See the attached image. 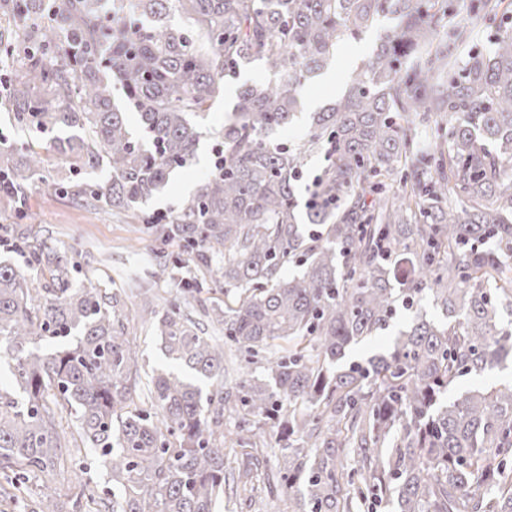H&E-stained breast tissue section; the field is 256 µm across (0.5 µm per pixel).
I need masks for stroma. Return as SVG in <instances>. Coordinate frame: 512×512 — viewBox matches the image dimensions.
<instances>
[{
  "mask_svg": "<svg viewBox=\"0 0 512 512\" xmlns=\"http://www.w3.org/2000/svg\"><path fill=\"white\" fill-rule=\"evenodd\" d=\"M392 25L390 19H379L360 38L339 45L331 65L337 85H344L353 69L368 59L379 37ZM213 145L212 139H202L195 158L186 168L172 174L163 192L149 201V210L170 214L193 196L210 173ZM27 204L33 217L20 222L13 210L0 203V226L8 228L20 222L33 243L76 248L81 254V264L73 273L78 283L120 293L125 308L135 302L137 287L144 282L148 271L163 262L165 253L179 251L175 244L160 250L153 235L127 223L121 213L86 206L69 195H45L34 189L28 194ZM126 335L141 354L138 364L141 383L136 387V403L142 407L146 404L144 378L152 370L165 367L166 360L154 341L150 325L129 324ZM61 424L75 448L71 462L63 469L30 478L29 495L17 501H0V512H31L34 494L44 484L55 490L58 512H72V495L82 486L90 488L95 496L111 499L112 484L98 458L82 448L75 419L63 416Z\"/></svg>",
  "mask_w": 512,
  "mask_h": 512,
  "instance_id": "obj_1",
  "label": "stroma"
}]
</instances>
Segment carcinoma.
<instances>
[{"label": "carcinoma", "mask_w": 512, "mask_h": 512, "mask_svg": "<svg viewBox=\"0 0 512 512\" xmlns=\"http://www.w3.org/2000/svg\"><path fill=\"white\" fill-rule=\"evenodd\" d=\"M44 0H15L17 21ZM502 0H64L40 32L0 41L20 64L7 106L55 136L16 156L0 146V196L18 217L36 183L117 209L200 268L224 257V301L202 283L157 310L150 289L124 313L116 296L73 282L79 252L33 245L14 230L0 261V474L17 497L30 474L65 467L57 413L78 423L120 499L112 512H213L226 493V449L250 475L260 423L278 433L269 493L288 512H512V383L446 401L468 375L512 353V22ZM395 20L344 95L314 113L301 144L271 138L303 108L302 86L341 42ZM498 24L486 53L474 25ZM275 80L244 86L213 132L209 176L181 209L144 210L194 159L203 121L237 68ZM124 98L116 100L112 82ZM139 117L131 128L128 113ZM324 153L317 200L300 213L295 182ZM70 162L67 173L51 159ZM109 171L106 180L80 177ZM412 265L405 288L396 265ZM291 265L303 267L287 276ZM430 297L384 354L346 351ZM192 303L224 326L201 335ZM153 324L170 366L133 400L138 351L123 320ZM243 354L224 386L225 349ZM263 365L264 376L252 375Z\"/></svg>", "instance_id": "1"}]
</instances>
